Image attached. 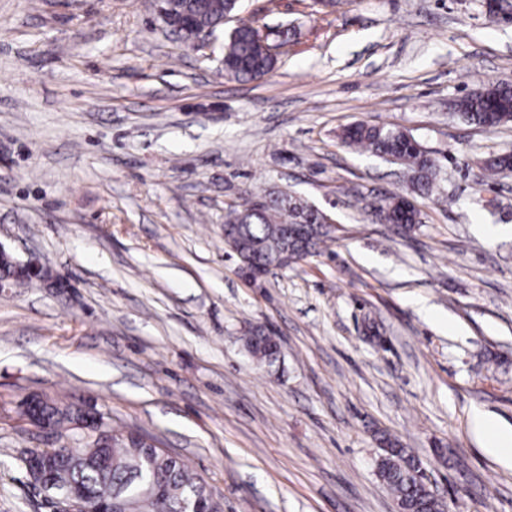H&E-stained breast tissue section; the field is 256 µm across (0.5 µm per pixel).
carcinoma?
I'll return each mask as SVG.
<instances>
[{"mask_svg": "<svg viewBox=\"0 0 512 512\" xmlns=\"http://www.w3.org/2000/svg\"><path fill=\"white\" fill-rule=\"evenodd\" d=\"M172 10L189 15L195 26H216L225 13H237L240 4L231 0H171ZM224 76L239 81L261 80L275 68L277 56L255 37L252 21H242L224 45ZM459 113L469 122L497 127L512 121V86L498 83L455 102ZM342 140L350 147L370 152L410 173L411 189L431 195L438 186L440 164L408 130L398 127L356 124L347 128ZM375 218L407 230L399 219V203L392 197L371 206ZM224 223L234 226L231 233L235 256L254 259L265 265L276 263L288 254L293 263L319 253L330 239V230L320 216L293 196L279 194L270 198L248 196L231 208ZM251 355L261 364L277 360L272 337L254 327L246 337ZM34 400L42 415L69 442L47 448L56 465L51 482L61 497L71 490L82 492L80 512H98L104 505L112 512H180L181 503L196 498L218 508L213 491L178 457L147 443L139 434L112 424L102 415L99 428L85 434L75 426L85 410L47 396ZM378 472L403 512H441L415 459L398 444L387 442L378 461Z\"/></svg>", "mask_w": 512, "mask_h": 512, "instance_id": "carcinoma-1", "label": "carcinoma"}]
</instances>
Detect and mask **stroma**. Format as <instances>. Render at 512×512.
<instances>
[{
	"instance_id": "obj_1",
	"label": "stroma",
	"mask_w": 512,
	"mask_h": 512,
	"mask_svg": "<svg viewBox=\"0 0 512 512\" xmlns=\"http://www.w3.org/2000/svg\"><path fill=\"white\" fill-rule=\"evenodd\" d=\"M277 46L225 77L233 23L199 50L154 0H0V244L65 291H0V462L46 447L33 394L86 403L185 461L223 512H398L381 438L418 459L447 512H512V467L471 419L512 429V123L450 101L512 81V23L481 0H243ZM398 126L441 166L399 232L372 200L396 165L348 148ZM330 214L319 254L249 284L224 245L244 193ZM273 331L257 364L242 338ZM0 512H52L0 465Z\"/></svg>"
}]
</instances>
